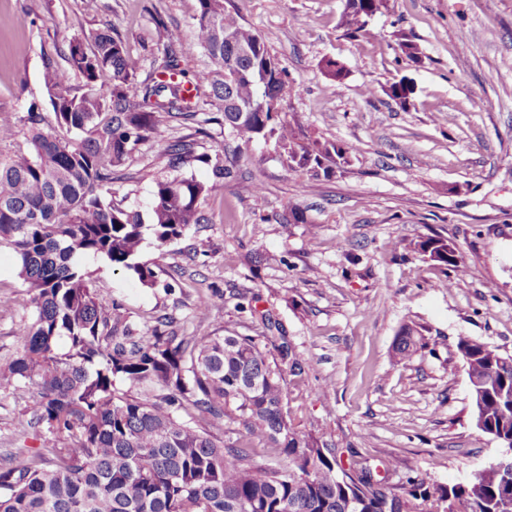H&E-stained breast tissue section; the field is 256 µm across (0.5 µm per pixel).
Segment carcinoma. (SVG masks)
I'll use <instances>...</instances> for the list:
<instances>
[{
  "label": "carcinoma",
  "instance_id": "obj_1",
  "mask_svg": "<svg viewBox=\"0 0 512 512\" xmlns=\"http://www.w3.org/2000/svg\"><path fill=\"white\" fill-rule=\"evenodd\" d=\"M198 2L192 40L166 34L142 80L141 61L112 26L89 46L68 37L42 73L55 126L45 128L41 108L31 104L26 149L0 158V248L13 252L35 307L17 331V356L0 367V382L34 388L33 423L48 427L25 462L0 465V512H421L413 505L419 500L442 512H512V457L451 487L425 479L387 486L368 468L347 472L336 448L288 420L282 366L300 374L308 360L270 317L266 328L279 333L273 352L250 336H180L171 318L166 333L114 340L120 315L95 301L80 258L103 257L153 287L154 271L138 261L146 234L160 246L181 238L202 222L200 200L233 177L219 152L212 181L181 174L209 160L186 138L171 139L163 122L189 121L200 111L187 57H208L205 104L223 115L237 142L269 140L290 167L313 178L347 162V149L305 135L280 111L298 89L271 54V39L225 0ZM363 2L342 14L350 37L371 34L368 18L387 9V0ZM106 71L112 85L101 91ZM17 133L15 118L1 112L0 144ZM148 140L163 145L167 175L155 179L143 211L126 205L112 174ZM413 251L465 272L442 237L423 238ZM426 345L422 326H403L391 364L406 365ZM457 348L477 428L512 451V355L466 336ZM125 381L142 386L140 396L117 387ZM237 419L247 438L232 446L217 441L214 432ZM255 439L276 458L256 459Z\"/></svg>",
  "mask_w": 512,
  "mask_h": 512
}]
</instances>
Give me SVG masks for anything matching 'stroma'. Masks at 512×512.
Returning <instances> with one entry per match:
<instances>
[{
  "label": "stroma",
  "instance_id": "35a3bbf8",
  "mask_svg": "<svg viewBox=\"0 0 512 512\" xmlns=\"http://www.w3.org/2000/svg\"><path fill=\"white\" fill-rule=\"evenodd\" d=\"M248 24L273 33L271 53L298 86L283 110L311 136L348 148V162L308 180L273 146H236L216 112L169 121L172 137L196 153L232 152L236 180L200 203L205 221L164 246L145 241L139 260L154 271L149 288L101 258L84 263L97 303L119 305V335L147 336L165 319L182 336L229 331L260 344L274 340L258 314L271 310L308 368L286 377L293 426L322 434L342 451L349 471L398 468L390 484L423 477L466 483L502 447L480 431L459 337L512 355V0H388L370 26L376 38L346 36L345 0H234ZM198 0H0V110L22 118L39 104L54 115L42 81L47 54L75 32L112 25L129 52L151 62L165 39L164 19L191 37ZM167 28V29H168ZM407 34L421 66L401 54ZM333 59L343 80L330 78ZM411 78L408 106L387 86ZM160 147L141 144L113 186L145 204L163 175ZM262 189L241 193L237 180ZM303 215L304 223L293 220ZM439 235L466 272L445 287L446 273L410 250ZM269 263L255 262V255ZM233 263H226V256ZM221 305L214 315L201 296ZM0 365L19 351L16 331L32 317V295L14 259L0 250ZM417 322L427 345L402 367L390 361L400 327ZM32 390L0 384V461L37 449L46 426H31Z\"/></svg>",
  "mask_w": 512,
  "mask_h": 512
}]
</instances>
